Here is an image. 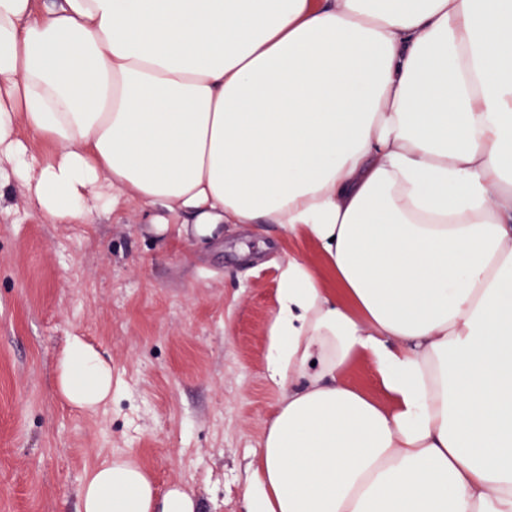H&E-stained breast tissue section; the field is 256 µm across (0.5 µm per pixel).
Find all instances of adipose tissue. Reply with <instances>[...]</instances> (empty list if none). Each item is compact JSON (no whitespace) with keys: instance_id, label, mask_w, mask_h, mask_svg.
I'll return each instance as SVG.
<instances>
[{"instance_id":"adipose-tissue-1","label":"adipose tissue","mask_w":512,"mask_h":512,"mask_svg":"<svg viewBox=\"0 0 512 512\" xmlns=\"http://www.w3.org/2000/svg\"><path fill=\"white\" fill-rule=\"evenodd\" d=\"M17 191L50 224L132 207L159 237L296 244L245 512H512V0H0ZM56 388L96 410L112 365L69 337ZM196 510L132 453L81 489Z\"/></svg>"}]
</instances>
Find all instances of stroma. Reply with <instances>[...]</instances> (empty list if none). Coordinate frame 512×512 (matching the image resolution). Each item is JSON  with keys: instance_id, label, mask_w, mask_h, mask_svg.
I'll return each mask as SVG.
<instances>
[{"instance_id": "stroma-1", "label": "stroma", "mask_w": 512, "mask_h": 512, "mask_svg": "<svg viewBox=\"0 0 512 512\" xmlns=\"http://www.w3.org/2000/svg\"><path fill=\"white\" fill-rule=\"evenodd\" d=\"M288 251L271 225L161 242L133 208L48 224L15 193L0 214V512H81L86 472L127 451L197 512H243L279 397L265 328ZM75 334L112 365L95 413L56 390Z\"/></svg>"}]
</instances>
